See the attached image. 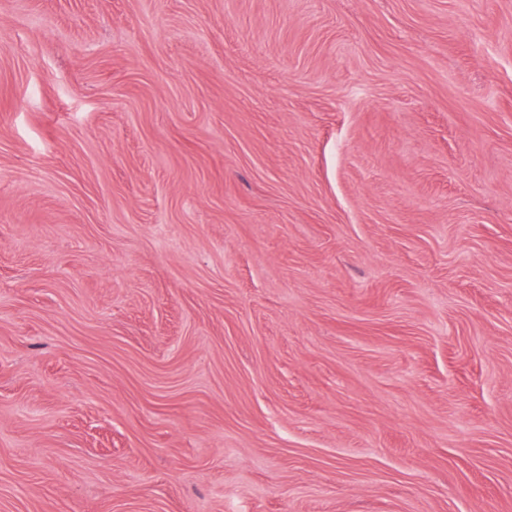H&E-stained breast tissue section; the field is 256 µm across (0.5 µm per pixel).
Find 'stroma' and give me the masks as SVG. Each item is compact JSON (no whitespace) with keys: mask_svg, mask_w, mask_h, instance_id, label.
Segmentation results:
<instances>
[{"mask_svg":"<svg viewBox=\"0 0 512 512\" xmlns=\"http://www.w3.org/2000/svg\"><path fill=\"white\" fill-rule=\"evenodd\" d=\"M0 512H512V0H0Z\"/></svg>","mask_w":512,"mask_h":512,"instance_id":"1","label":"stroma"}]
</instances>
